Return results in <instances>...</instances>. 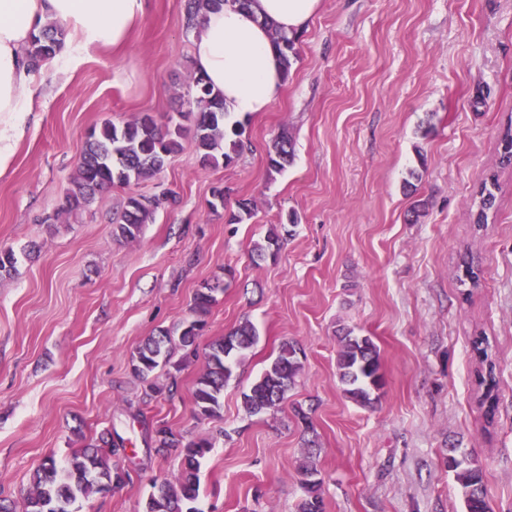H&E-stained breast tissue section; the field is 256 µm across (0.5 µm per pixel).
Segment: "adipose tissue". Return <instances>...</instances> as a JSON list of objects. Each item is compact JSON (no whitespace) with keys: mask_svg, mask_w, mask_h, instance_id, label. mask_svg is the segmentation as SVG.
Here are the masks:
<instances>
[{"mask_svg":"<svg viewBox=\"0 0 512 512\" xmlns=\"http://www.w3.org/2000/svg\"><path fill=\"white\" fill-rule=\"evenodd\" d=\"M319 7L320 0H252L245 10L225 5L203 11L193 38L195 71L223 95L235 118L267 111L285 84L273 28L301 31ZM146 9L147 0H0V115L12 119L9 127H0V169L12 155L11 139L23 134L20 116L40 91L26 58L38 27L54 21L66 30L64 46L50 62L63 74L76 54L124 45ZM266 18L272 27L263 26Z\"/></svg>","mask_w":512,"mask_h":512,"instance_id":"adipose-tissue-1","label":"adipose tissue"}]
</instances>
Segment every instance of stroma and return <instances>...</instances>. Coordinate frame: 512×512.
Here are the masks:
<instances>
[{"label":"stroma","instance_id":"35a3bbf8","mask_svg":"<svg viewBox=\"0 0 512 512\" xmlns=\"http://www.w3.org/2000/svg\"><path fill=\"white\" fill-rule=\"evenodd\" d=\"M192 40L184 0H148L124 47L90 49L64 83L37 73L44 95L0 173V247L19 256L16 275L0 279V498L22 502L46 457L66 465L108 428L129 478L76 508L141 512L153 481L180 468L181 449L154 451L165 425L215 440L201 512H297L299 405L321 448L324 512H464L446 466L453 441L482 461L491 512H512V166L499 163L512 125V0H321L282 97L249 118L235 163L202 168L188 146L157 177L60 215L92 129L179 110ZM284 128L295 157L274 172L267 153ZM492 173L496 209L479 227L473 212ZM216 187L228 191L226 211L252 200L254 218L229 224L210 212ZM164 189L176 205L138 240L117 239L111 219L126 197ZM419 201L427 209L414 221ZM274 224L279 251L253 262ZM468 258L474 287L459 282ZM218 278L226 287L199 356L181 365L173 392L145 397L132 352L191 320L196 289ZM244 320L258 341L234 366L220 415L198 417L203 352ZM348 330L379 348L386 385L371 407L341 392L336 351ZM479 333L495 364L490 418L471 348ZM285 340L304 351L296 385L278 409L249 415L242 394Z\"/></svg>","mask_w":512,"mask_h":512}]
</instances>
